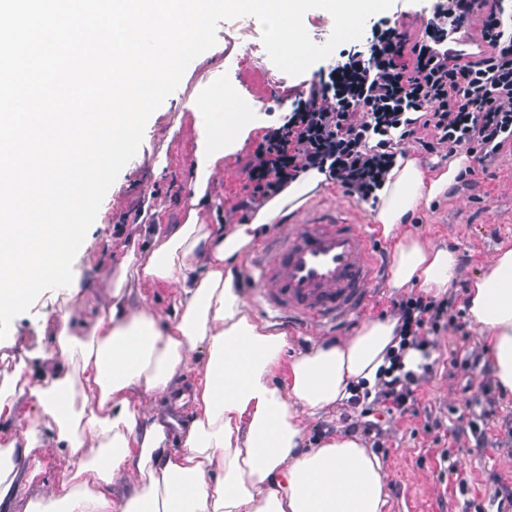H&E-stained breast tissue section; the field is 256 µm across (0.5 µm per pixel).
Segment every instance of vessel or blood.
<instances>
[{
	"label": "vessel or blood",
	"mask_w": 512,
	"mask_h": 512,
	"mask_svg": "<svg viewBox=\"0 0 512 512\" xmlns=\"http://www.w3.org/2000/svg\"><path fill=\"white\" fill-rule=\"evenodd\" d=\"M367 225L333 211L306 209L249 259L272 320L299 333L362 316L376 298L381 261Z\"/></svg>",
	"instance_id": "obj_1"
}]
</instances>
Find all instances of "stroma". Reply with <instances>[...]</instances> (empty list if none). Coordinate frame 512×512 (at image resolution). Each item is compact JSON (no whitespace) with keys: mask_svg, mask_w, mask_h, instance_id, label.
I'll return each mask as SVG.
<instances>
[{"mask_svg":"<svg viewBox=\"0 0 512 512\" xmlns=\"http://www.w3.org/2000/svg\"><path fill=\"white\" fill-rule=\"evenodd\" d=\"M311 72L298 76L279 70L262 43L255 17L246 26L220 22L215 45L195 58L178 88L150 116L142 144L107 192L73 262V279L88 296L105 298L116 259L133 248L153 246L144 225L170 231L197 216L202 224H237L238 203L246 195V169L257 143L278 127ZM231 89L250 119L237 144L218 164L205 195L195 192L199 142L192 104ZM471 172L449 191L421 204L402 231L453 249L457 276L445 297L459 322L436 338L434 365L415 392L413 412L381 414L380 440L364 438L385 464L388 512H497L492 477L512 487V399L499 394L487 368L469 371L471 352L485 345L466 314L473 280L498 248L512 247V143L490 161H470ZM64 290L43 292L16 316L0 340V381L10 376L24 353L51 349L50 329L69 309ZM359 412L341 403L322 416H304L307 447L348 434ZM475 422L481 438L461 432ZM448 457H441V450Z\"/></svg>","mask_w":512,"mask_h":512,"instance_id":"obj_1","label":"stroma"}]
</instances>
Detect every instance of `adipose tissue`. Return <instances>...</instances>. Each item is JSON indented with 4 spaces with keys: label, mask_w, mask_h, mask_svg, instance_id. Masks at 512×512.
Segmentation results:
<instances>
[{
    "label": "adipose tissue",
    "mask_w": 512,
    "mask_h": 512,
    "mask_svg": "<svg viewBox=\"0 0 512 512\" xmlns=\"http://www.w3.org/2000/svg\"><path fill=\"white\" fill-rule=\"evenodd\" d=\"M193 108L202 119L196 174L202 193L245 115L216 118L208 102ZM467 165L462 155L429 177L414 158L397 157L373 216L381 235L395 242L390 287L416 286L435 296L451 288L456 253L401 229L422 201L455 185ZM325 182L324 173L306 170L233 231L192 215L148 256L126 251L110 281L109 308L73 291L80 314L60 317L53 354L27 355L0 383V417L28 396L49 429L44 436L32 427L21 437L0 429V506L10 505L17 478L39 474L26 459L45 445L68 453L72 467L60 489L28 501L23 512H386L380 457L348 435L303 449L302 417L334 409L349 398L351 385L375 386L396 321L374 318L345 340L316 344L290 362L287 379L278 383L287 335L250 317L233 273L259 229ZM141 279L177 284L172 318L133 299L131 284ZM468 316L486 341L498 391L512 397V248L498 250L475 278ZM201 347L207 359L192 398L198 415L177 451L163 420L145 421L141 402L172 393ZM123 470L138 480L118 506L112 482Z\"/></svg>",
    "instance_id": "adipose-tissue-1"
}]
</instances>
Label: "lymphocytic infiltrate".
<instances>
[{
  "label": "lymphocytic infiltrate",
  "mask_w": 512,
  "mask_h": 512,
  "mask_svg": "<svg viewBox=\"0 0 512 512\" xmlns=\"http://www.w3.org/2000/svg\"><path fill=\"white\" fill-rule=\"evenodd\" d=\"M478 11L488 50L472 57L449 45L448 36ZM422 129L430 134L426 150L462 146L481 162L512 142V0H437L413 41L379 19L370 37L314 72L306 96L262 137L241 208H259L310 168L357 201L372 200L396 162L397 145ZM449 308L447 301L421 296L394 302L398 344L387 353L389 364L374 390H351L363 436L380 432L374 411L413 408ZM411 350L422 357L414 369L404 362Z\"/></svg>",
  "instance_id": "1"
}]
</instances>
